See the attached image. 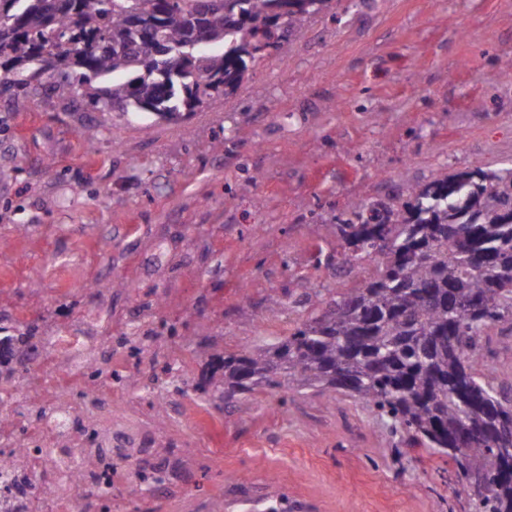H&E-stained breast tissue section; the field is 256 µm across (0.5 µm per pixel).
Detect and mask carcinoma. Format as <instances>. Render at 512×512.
I'll use <instances>...</instances> for the list:
<instances>
[{"instance_id":"obj_1","label":"carcinoma","mask_w":512,"mask_h":512,"mask_svg":"<svg viewBox=\"0 0 512 512\" xmlns=\"http://www.w3.org/2000/svg\"><path fill=\"white\" fill-rule=\"evenodd\" d=\"M332 0H0V90L24 110L40 92L99 112L173 120L234 92L255 65ZM336 218L359 287L322 304L278 345L210 356L197 387L215 399L284 386L357 397L409 447L481 472L473 512H512L499 425L512 397L478 369L481 337L512 315V169L460 172ZM377 258L365 277L361 261ZM475 298L471 316L458 312ZM0 356L28 374L30 336Z\"/></svg>"}]
</instances>
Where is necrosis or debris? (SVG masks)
I'll list each match as a JSON object with an SVG mask.
<instances>
[{"label":"necrosis or debris","instance_id":"obj_1","mask_svg":"<svg viewBox=\"0 0 512 512\" xmlns=\"http://www.w3.org/2000/svg\"><path fill=\"white\" fill-rule=\"evenodd\" d=\"M112 337L97 327L65 328L37 361L48 376L40 400L61 415H33L25 395L0 391V512H112V487L132 484L157 436L131 435L136 409L117 403L123 388L112 378ZM102 448L101 466L80 471L73 458ZM128 449L124 467L113 447Z\"/></svg>","mask_w":512,"mask_h":512}]
</instances>
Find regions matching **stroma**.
<instances>
[{
	"mask_svg": "<svg viewBox=\"0 0 512 512\" xmlns=\"http://www.w3.org/2000/svg\"><path fill=\"white\" fill-rule=\"evenodd\" d=\"M510 61L512 0H333L177 122L0 95V322L43 340L104 314L149 337L118 401L171 436L152 459L187 476L160 496L114 486L112 512H250L275 488L288 512H471L450 466L397 455L401 434L361 400L291 390L282 408L195 384L209 354L275 345L314 292L358 285L338 270L337 214L512 168ZM481 344L512 393V316Z\"/></svg>",
	"mask_w": 512,
	"mask_h": 512,
	"instance_id": "obj_1",
	"label": "stroma"
}]
</instances>
